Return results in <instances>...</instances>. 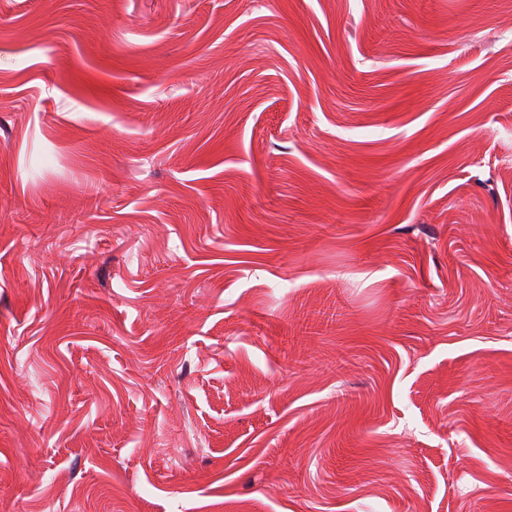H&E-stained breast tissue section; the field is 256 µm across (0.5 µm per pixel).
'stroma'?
Instances as JSON below:
<instances>
[{"label":"stroma","instance_id":"stroma-1","mask_svg":"<svg viewBox=\"0 0 512 512\" xmlns=\"http://www.w3.org/2000/svg\"><path fill=\"white\" fill-rule=\"evenodd\" d=\"M512 512V0H0V512Z\"/></svg>","mask_w":512,"mask_h":512}]
</instances>
